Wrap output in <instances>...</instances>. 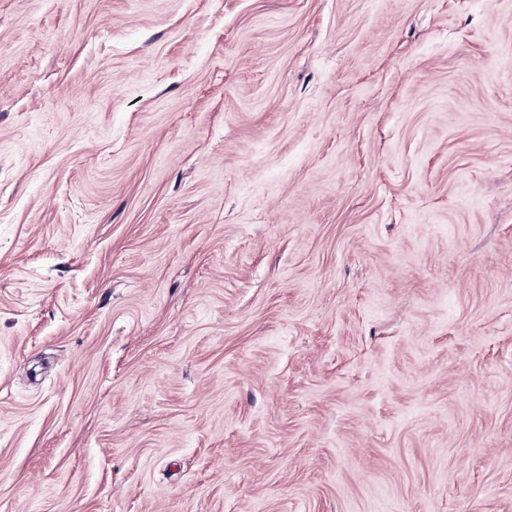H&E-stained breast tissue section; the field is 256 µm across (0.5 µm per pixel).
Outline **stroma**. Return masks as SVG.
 Instances as JSON below:
<instances>
[{
  "instance_id": "1",
  "label": "stroma",
  "mask_w": 512,
  "mask_h": 512,
  "mask_svg": "<svg viewBox=\"0 0 512 512\" xmlns=\"http://www.w3.org/2000/svg\"><path fill=\"white\" fill-rule=\"evenodd\" d=\"M0 512H512V0H0Z\"/></svg>"
}]
</instances>
